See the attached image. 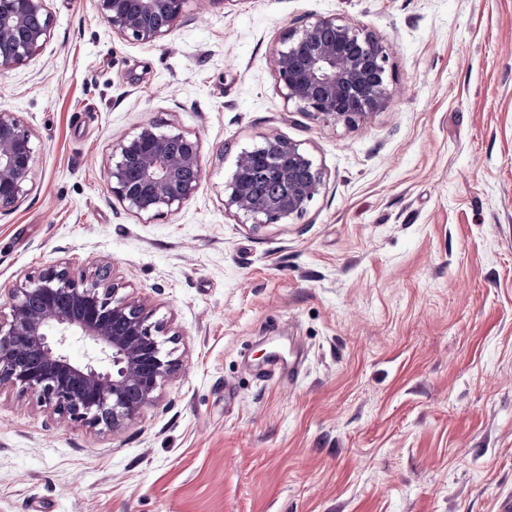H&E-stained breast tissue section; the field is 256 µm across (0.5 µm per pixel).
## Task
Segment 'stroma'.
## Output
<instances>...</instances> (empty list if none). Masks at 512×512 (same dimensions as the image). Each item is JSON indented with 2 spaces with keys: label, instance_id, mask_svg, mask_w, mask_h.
Listing matches in <instances>:
<instances>
[{
  "label": "stroma",
  "instance_id": "obj_1",
  "mask_svg": "<svg viewBox=\"0 0 512 512\" xmlns=\"http://www.w3.org/2000/svg\"><path fill=\"white\" fill-rule=\"evenodd\" d=\"M0 73L33 184L0 211V289L111 265L168 322L177 372L112 433L0 392V512H498L512 495V0H190L155 43L95 0ZM329 17L391 48L383 107L298 111L272 55ZM201 146L195 194L140 218L106 181L142 125ZM278 134L324 186L293 223L226 210ZM284 371L268 378L267 355Z\"/></svg>",
  "mask_w": 512,
  "mask_h": 512
}]
</instances>
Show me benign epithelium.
<instances>
[{
    "label": "benign epithelium",
    "mask_w": 512,
    "mask_h": 512,
    "mask_svg": "<svg viewBox=\"0 0 512 512\" xmlns=\"http://www.w3.org/2000/svg\"><path fill=\"white\" fill-rule=\"evenodd\" d=\"M189 0H96L118 35L154 43L180 23ZM46 0H0V72L37 56L50 39ZM386 46L363 28L335 19L288 28L273 53L278 87L301 112L352 123L382 107L387 96ZM32 131L0 111V210L28 192L34 176ZM107 180L126 210L153 218L181 206L203 173L198 140L178 128L146 124L112 144ZM261 169L276 191L258 201L253 173ZM323 187L321 171L301 145L283 136L239 153L224 182V207L254 224H287L302 217ZM107 265L77 279L68 267L41 273L9 293L0 320V390L35 395L53 414L118 432L150 405L160 382L177 370L165 350L166 323L152 320L140 300L118 296ZM70 336L96 355L76 362L65 352Z\"/></svg>",
    "instance_id": "obj_1"
}]
</instances>
